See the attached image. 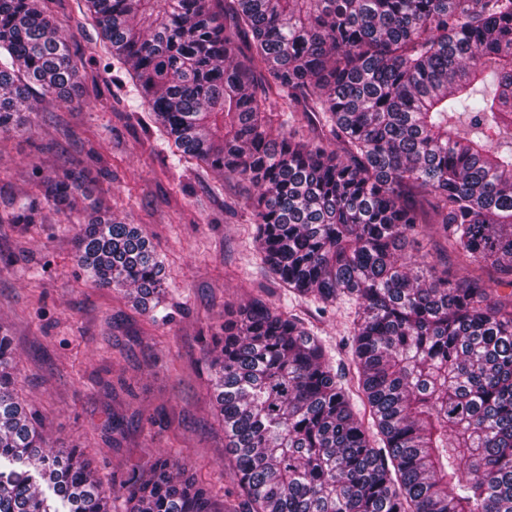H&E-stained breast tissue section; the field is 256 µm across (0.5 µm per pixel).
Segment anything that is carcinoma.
Instances as JSON below:
<instances>
[{
    "instance_id": "1",
    "label": "carcinoma",
    "mask_w": 512,
    "mask_h": 512,
    "mask_svg": "<svg viewBox=\"0 0 512 512\" xmlns=\"http://www.w3.org/2000/svg\"><path fill=\"white\" fill-rule=\"evenodd\" d=\"M177 162L249 191L263 264L287 292L357 307L351 358L260 295L207 356L234 459L224 512H512V0H85ZM78 68L44 0H0V133ZM318 127L304 136L297 112ZM83 203L77 263L152 317L164 264L136 224ZM25 196L12 223L33 224ZM437 226L443 250L407 245ZM453 256L466 271H438ZM0 336V512H112L74 448H46ZM175 450L125 481L126 512H212Z\"/></svg>"
}]
</instances>
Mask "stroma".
<instances>
[{
    "instance_id": "stroma-1",
    "label": "stroma",
    "mask_w": 512,
    "mask_h": 512,
    "mask_svg": "<svg viewBox=\"0 0 512 512\" xmlns=\"http://www.w3.org/2000/svg\"><path fill=\"white\" fill-rule=\"evenodd\" d=\"M46 7L70 43L78 87L69 102L33 90L27 131L0 134V334L17 350L16 392L40 416L49 447L80 448L114 488L171 448L198 482H229L207 339L258 289L281 291L260 267L245 192L195 162H173V142L118 76L83 0ZM65 171L96 178L113 216L141 225L164 263L170 320H152L86 277L75 215L43 204L39 223L11 224L9 199L32 193L37 173ZM293 306L332 352H347L353 306Z\"/></svg>"
}]
</instances>
